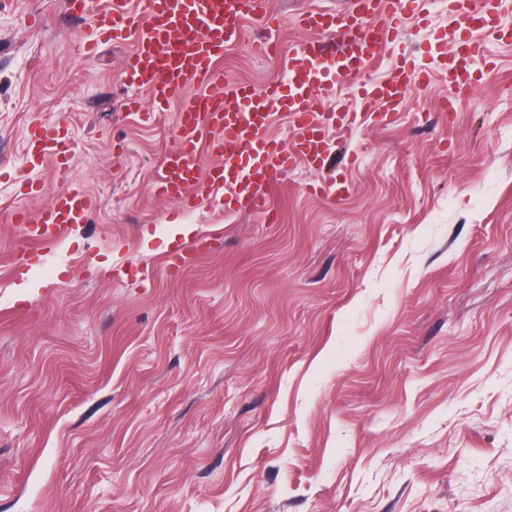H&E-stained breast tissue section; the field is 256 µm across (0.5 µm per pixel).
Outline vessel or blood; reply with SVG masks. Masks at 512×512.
Returning a JSON list of instances; mask_svg holds the SVG:
<instances>
[{"mask_svg": "<svg viewBox=\"0 0 512 512\" xmlns=\"http://www.w3.org/2000/svg\"><path fill=\"white\" fill-rule=\"evenodd\" d=\"M415 0H350L342 10H309L298 17L317 39L299 44L284 83L257 89L225 81L217 62L226 47L235 45L248 16L263 12V0H146V18L135 22L129 0H67L69 12L91 20L102 41H133L126 60L128 86L149 93L153 109L167 111L187 83L198 93L175 114L178 142L164 154L155 178L160 195L175 199L184 210L198 204L200 187L225 188L224 208L247 207L274 224L279 214L272 202V171L285 172L298 164L320 169L330 152L323 131L335 123L355 124L396 106L411 86L423 83L424 73L407 66L390 80L362 85L360 106L325 112V100L361 77L380 56L387 38ZM459 19L458 48L448 65L444 111H451L453 93L471 83V66L483 52L472 41L473 29L497 27L495 0H448ZM287 113L295 136L290 146L271 139L268 128L274 112ZM214 161L200 164L201 152ZM69 148L58 126L33 130L28 138L31 162L52 161L64 181L49 204L37 214L19 209L14 223L23 226L30 246H44L71 226L83 223L94 202L65 178Z\"/></svg>", "mask_w": 512, "mask_h": 512, "instance_id": "1", "label": "vessel or blood"}]
</instances>
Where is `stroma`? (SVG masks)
I'll return each mask as SVG.
<instances>
[{"label": "stroma", "mask_w": 512, "mask_h": 512, "mask_svg": "<svg viewBox=\"0 0 512 512\" xmlns=\"http://www.w3.org/2000/svg\"><path fill=\"white\" fill-rule=\"evenodd\" d=\"M342 6L265 0L225 80L279 81L315 37L295 16ZM498 13L446 112L457 21L420 0L365 78L404 60L428 83L331 129L324 169L274 173L267 224L156 192L175 113L125 84L132 42L89 58L66 0H0V512H512V0ZM269 32L282 51L257 57ZM55 124L95 205L22 260L13 210L60 186L27 136Z\"/></svg>", "instance_id": "1"}]
</instances>
